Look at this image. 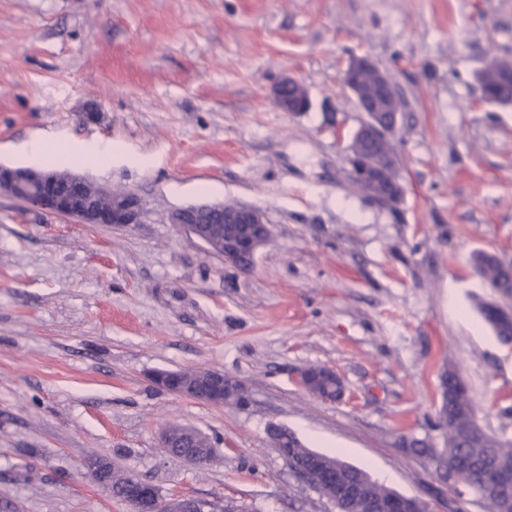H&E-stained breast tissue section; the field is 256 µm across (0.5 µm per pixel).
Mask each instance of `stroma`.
I'll use <instances>...</instances> for the list:
<instances>
[{
  "label": "stroma",
  "mask_w": 512,
  "mask_h": 512,
  "mask_svg": "<svg viewBox=\"0 0 512 512\" xmlns=\"http://www.w3.org/2000/svg\"><path fill=\"white\" fill-rule=\"evenodd\" d=\"M371 56L401 101L397 212L349 178L362 114L343 83ZM512 61V0H0V164L42 136L117 144L58 171L146 201L144 223L79 224L0 193V512H129L98 458L206 512H336L269 429L357 466L428 512H489L402 437L442 449L441 376L454 368L482 428L512 442V343L475 308L495 294L485 251L512 259V106L480 103L476 73ZM310 105L273 102L283 75ZM95 112L88 122L84 113ZM263 211L250 269L207 254L168 213ZM326 367L345 396L299 388ZM220 371L247 408L156 387L155 370ZM208 437L205 464L160 446ZM288 88H294L295 92L291 95L285 93ZM288 89V93H290ZM272 99L276 106L283 112L296 113L306 110L309 98L304 85L292 76H283L276 82L272 89Z\"/></svg>",
  "instance_id": "35a3bbf8"
}]
</instances>
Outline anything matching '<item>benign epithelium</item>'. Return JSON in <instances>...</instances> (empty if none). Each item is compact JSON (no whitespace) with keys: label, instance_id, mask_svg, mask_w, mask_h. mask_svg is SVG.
Segmentation results:
<instances>
[{"label":"benign epithelium","instance_id":"benign-epithelium-1","mask_svg":"<svg viewBox=\"0 0 512 512\" xmlns=\"http://www.w3.org/2000/svg\"><path fill=\"white\" fill-rule=\"evenodd\" d=\"M368 77L384 94L396 98L390 77L372 57L356 56L349 61L343 82L362 112V121L345 152L353 182L365 186V193L373 203L395 212L405 194L398 164H393L395 174L392 175L384 164L363 157V153L379 142L391 141L397 115L384 116L366 96L364 84ZM288 88L295 89V92L286 94ZM272 99L280 110L289 113L303 112L309 103L304 85L288 75L274 84ZM0 193L31 208L70 217L79 224L126 227L143 223L148 215L147 205L136 191H102L75 174L0 165ZM169 222L196 239L207 252L221 256L235 266L239 265L242 256L256 255L270 237V228L263 212L246 205L190 204L173 209ZM208 376L211 386L205 392L197 389L191 375L185 371L157 370L152 374V382L162 390L209 404L230 402L224 397V373L210 371ZM296 473L332 502L351 496L347 487L334 480L324 487L307 470L298 467ZM127 487L132 492L121 494L119 498L128 503L133 512H203V506L198 501L179 496L166 498L154 486L137 479L130 480ZM497 492L502 494L499 499L501 512H509L512 508V474L507 473L499 478Z\"/></svg>","mask_w":512,"mask_h":512}]
</instances>
